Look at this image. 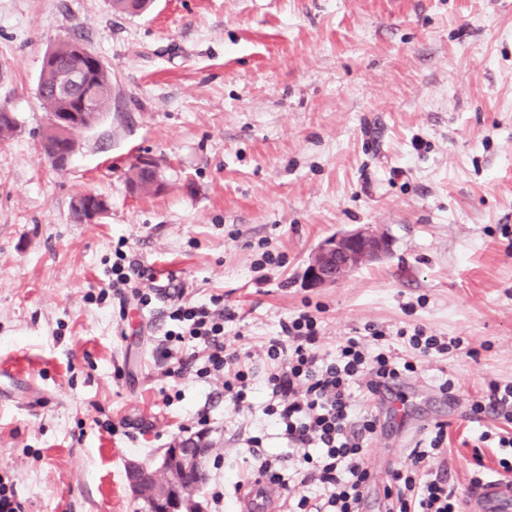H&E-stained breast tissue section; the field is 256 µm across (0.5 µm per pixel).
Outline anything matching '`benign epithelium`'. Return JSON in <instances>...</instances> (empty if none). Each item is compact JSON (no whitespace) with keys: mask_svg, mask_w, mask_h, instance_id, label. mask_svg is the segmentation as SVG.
Listing matches in <instances>:
<instances>
[{"mask_svg":"<svg viewBox=\"0 0 512 512\" xmlns=\"http://www.w3.org/2000/svg\"><path fill=\"white\" fill-rule=\"evenodd\" d=\"M78 119L75 112H61L55 119L56 128L61 137H70ZM107 210L104 199L87 194L84 221L95 222ZM390 244L386 236L377 234L366 227L340 232L323 240L313 251L304 270L305 280L312 286L335 283L360 266L380 260L387 256ZM211 449L199 441L180 442L167 449L160 459L150 468L161 479L153 484H144L138 479V473L145 468L143 464L128 467L130 488L136 501L144 504L140 512H155L159 498L164 496L169 486L173 485L180 474L194 469L204 473V458ZM199 491L194 488L186 492V499H171L165 503L167 512H183L188 507L190 512H203V505L198 501Z\"/></svg>","mask_w":512,"mask_h":512,"instance_id":"1","label":"benign epithelium"}]
</instances>
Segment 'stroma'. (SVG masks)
<instances>
[{"label": "stroma", "instance_id": "1", "mask_svg": "<svg viewBox=\"0 0 512 512\" xmlns=\"http://www.w3.org/2000/svg\"><path fill=\"white\" fill-rule=\"evenodd\" d=\"M70 39L110 71L112 104L59 170L35 88ZM1 104L18 128L0 139V475L23 512H135L127 462L201 430L207 512L216 491L232 507L230 476L256 462L250 437L294 474L261 409L172 372L204 347L170 346V311L217 294L258 391L263 344L309 305L324 351L370 324L461 337L404 380L398 415L360 394L380 418L369 498L438 422L458 491L503 476L506 421L467 414L489 383L512 382V0H153L137 15L111 0H0ZM144 154L162 162L151 196L127 183ZM86 193L108 203L98 223L72 217ZM363 226L390 255L310 287L313 249ZM267 251L279 263L260 266ZM120 253L145 275L118 295Z\"/></svg>", "mask_w": 512, "mask_h": 512}]
</instances>
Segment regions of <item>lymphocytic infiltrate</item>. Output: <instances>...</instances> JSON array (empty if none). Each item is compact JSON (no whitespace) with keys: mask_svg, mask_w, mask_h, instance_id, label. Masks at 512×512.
Here are the masks:
<instances>
[{"mask_svg":"<svg viewBox=\"0 0 512 512\" xmlns=\"http://www.w3.org/2000/svg\"><path fill=\"white\" fill-rule=\"evenodd\" d=\"M231 316L220 295L203 304L182 305L172 311L171 318L188 323L189 330H172L167 337L179 344L188 337L203 340L202 366L182 359L179 370L192 368L201 378H223L225 398L240 411L252 406L254 373L224 342V322ZM318 334L317 319L303 312L282 322L279 336L263 346L267 366L263 413L301 467L294 481H286L279 472V456L268 455L252 475L282 490L288 512H361L373 483L365 453L378 420L359 409L357 389L378 393L416 374L418 358L448 353L459 348L462 340L432 335L417 326L410 331L398 329L395 343L389 344L385 333L374 328L369 337H347L330 355L317 349ZM399 341L408 346V354L397 352ZM490 415L512 420V382L490 383L486 394L469 408L473 422ZM446 438V424H435L427 447L411 449L389 471L383 488L384 512H461L460 495L448 482Z\"/></svg>","mask_w":512,"mask_h":512,"instance_id":"f902f5d3","label":"lymphocytic infiltrate"}]
</instances>
